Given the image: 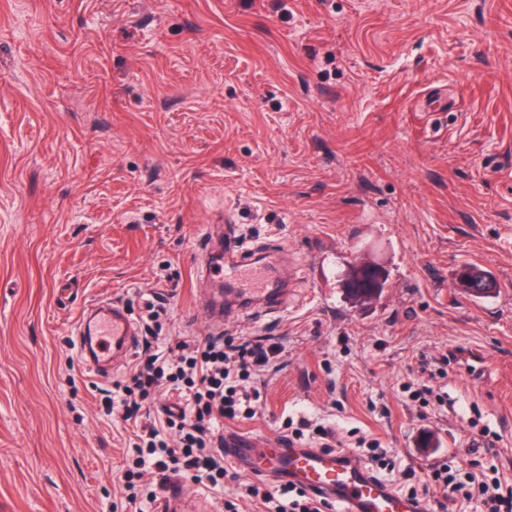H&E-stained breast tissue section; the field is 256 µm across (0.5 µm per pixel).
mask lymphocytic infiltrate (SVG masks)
Here are the masks:
<instances>
[{
    "label": "lymphocytic infiltrate",
    "instance_id": "lymphocytic-infiltrate-1",
    "mask_svg": "<svg viewBox=\"0 0 512 512\" xmlns=\"http://www.w3.org/2000/svg\"><path fill=\"white\" fill-rule=\"evenodd\" d=\"M143 346L129 374L104 391L100 412L134 428V441L119 477L126 512H153L168 486L189 480L208 490H236L227 512L240 501L264 512H329L326 501L293 486L243 480L224 463V424L256 414L255 404L282 348L264 340L241 343L223 335L186 337L161 344L163 305L147 304ZM409 495L434 502L439 512L465 506L471 512H512V478L498 455L458 465L446 457L424 475L406 472Z\"/></svg>",
    "mask_w": 512,
    "mask_h": 512
}]
</instances>
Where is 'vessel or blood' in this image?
<instances>
[{"instance_id":"1","label":"vessel or blood","mask_w":512,"mask_h":512,"mask_svg":"<svg viewBox=\"0 0 512 512\" xmlns=\"http://www.w3.org/2000/svg\"><path fill=\"white\" fill-rule=\"evenodd\" d=\"M207 275L224 290V311H280L288 299V271L262 253L228 245L223 264ZM79 348L88 368L107 377L114 364L138 347L139 328L125 306L93 303L78 321ZM224 460L275 482L326 498L338 512H423L422 504L377 477L353 453L335 448L269 440L257 444L242 434L224 436Z\"/></svg>"}]
</instances>
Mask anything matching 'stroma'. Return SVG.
<instances>
[{"mask_svg":"<svg viewBox=\"0 0 512 512\" xmlns=\"http://www.w3.org/2000/svg\"><path fill=\"white\" fill-rule=\"evenodd\" d=\"M228 215L291 270L283 314L195 309ZM359 260L370 301L345 290ZM158 297L170 339L283 344L226 431L371 433L395 484L486 456L478 411L512 473V0H0V512H124L131 433L97 399L130 366L87 370L76 322ZM372 269L378 274L372 280L364 279L366 270ZM384 286V279L378 267L360 263L352 269V275L347 281L346 291L348 294L359 301L369 300L377 296ZM413 383H408L403 386L404 393H409V398L415 403H419L420 409H427L431 405V398H435V401L439 406H443L446 403L447 393H443V396L439 393L434 394V391L429 387L422 385L420 387H413ZM414 388V389H413Z\"/></svg>","mask_w":512,"mask_h":512,"instance_id":"35a3bbf8","label":"stroma"}]
</instances>
